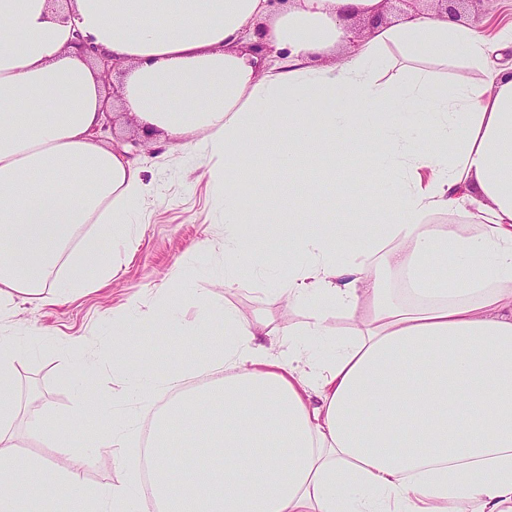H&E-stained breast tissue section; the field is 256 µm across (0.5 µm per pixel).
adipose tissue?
<instances>
[{
  "label": "adipose tissue",
  "mask_w": 512,
  "mask_h": 512,
  "mask_svg": "<svg viewBox=\"0 0 512 512\" xmlns=\"http://www.w3.org/2000/svg\"><path fill=\"white\" fill-rule=\"evenodd\" d=\"M381 0H0V320L16 294L43 305L108 285L139 243L153 192L124 152L95 138L98 71L83 38L120 59L121 102L138 127L198 149L224 168L221 282L270 277L302 326L268 323L225 304L224 336L199 362L156 374L137 349L117 375L139 404L171 399L152 430L149 485L89 491L80 448L124 447L134 414H102L88 392L69 424L39 414L32 430L71 448L66 464H17L8 449L23 407L27 350L0 336V512H512V26L419 12L357 34ZM278 57L260 74L255 43ZM453 78H445L448 63ZM271 156L277 193L242 196L233 154ZM354 153L377 195H348L347 224L319 223L304 204L302 162ZM454 216L451 224L433 216ZM262 225L288 243L271 263L245 235ZM453 257L450 274L427 269ZM406 281L413 304L387 285ZM347 319L341 331L332 318ZM206 364L219 381L188 389ZM181 435L191 450L168 447Z\"/></svg>",
  "instance_id": "1"
}]
</instances>
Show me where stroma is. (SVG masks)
Masks as SVG:
<instances>
[{
  "label": "stroma",
  "mask_w": 512,
  "mask_h": 512,
  "mask_svg": "<svg viewBox=\"0 0 512 512\" xmlns=\"http://www.w3.org/2000/svg\"><path fill=\"white\" fill-rule=\"evenodd\" d=\"M130 157L155 186L141 221L138 251L108 287L85 291L50 307L38 306L36 301L19 295L8 320L9 334L31 352L17 367L20 396L35 397L39 412L61 421L74 414L75 397L80 390L94 392L102 405L111 409L127 406V388L113 377L111 365H104L91 375L80 374L69 363L67 341L83 336L99 353H111L112 311L124 306L129 298L140 300L134 312L140 323L138 341L158 353L157 368L161 371L198 359L220 338L219 324L225 304L235 305L246 317L265 318L274 332L284 324L299 326L307 320L305 311L288 308L274 291L221 287V255L210 256L208 271L199 270L197 244L206 238L217 242L224 236L220 198L208 175L210 161L190 154L186 144L156 138L131 148ZM176 268L181 271L180 278L169 281L170 272ZM166 287L181 295L179 316L186 322L199 316L196 298L207 299L213 325L210 335L190 343L177 329L162 330L151 323L154 295L157 289ZM139 439V433H132L125 447L112 452L84 449L85 487L96 489L140 479Z\"/></svg>",
  "instance_id": "stroma-1"
}]
</instances>
